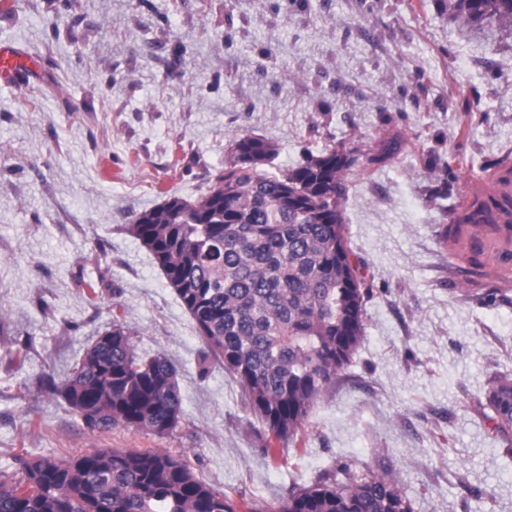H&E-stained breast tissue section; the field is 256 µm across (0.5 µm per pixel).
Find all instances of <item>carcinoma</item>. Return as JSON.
<instances>
[{
    "label": "carcinoma",
    "instance_id": "carcinoma-1",
    "mask_svg": "<svg viewBox=\"0 0 512 512\" xmlns=\"http://www.w3.org/2000/svg\"><path fill=\"white\" fill-rule=\"evenodd\" d=\"M469 22L512 27V0H448ZM401 147L382 138L367 161L382 165ZM359 148L339 143L279 175L264 170L276 146L233 138L224 171L204 195H170L140 212L129 232L191 315L213 358L241 387L265 433L296 442L315 404L353 362L364 339L366 290L347 246L341 199ZM452 241L484 251L485 228L512 231V189L452 206ZM92 430L122 425L166 435L183 419L177 370L163 354L140 355L115 318L73 373L51 384ZM494 431L512 434V378L485 393ZM0 512H235L229 497L163 451L90 450L24 461L0 473ZM277 512H411L387 470L332 475L292 490Z\"/></svg>",
    "mask_w": 512,
    "mask_h": 512
}]
</instances>
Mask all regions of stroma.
<instances>
[{
  "label": "stroma",
  "mask_w": 512,
  "mask_h": 512,
  "mask_svg": "<svg viewBox=\"0 0 512 512\" xmlns=\"http://www.w3.org/2000/svg\"><path fill=\"white\" fill-rule=\"evenodd\" d=\"M0 42L44 61L0 85V472L161 450L237 512H278L337 463L386 464L413 512H512V445L480 406L512 376V290L488 255L449 268L452 216L427 201L512 158L511 28L465 22L448 0H0ZM384 130L407 150L351 172L343 202L365 338L292 449L204 360L128 226L208 191L237 135L275 144L278 173ZM116 316L178 371L184 419L169 435L90 430L49 388Z\"/></svg>",
  "instance_id": "stroma-1"
}]
</instances>
